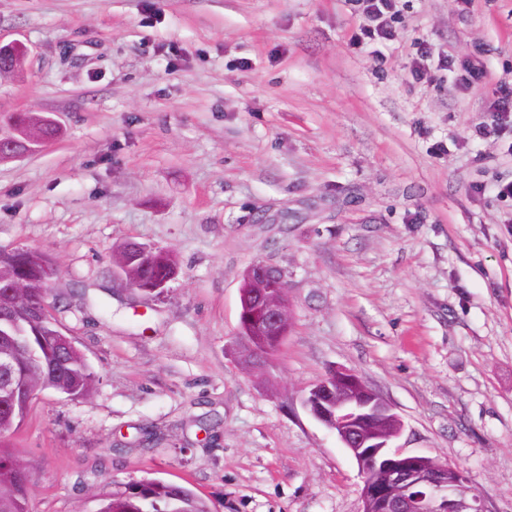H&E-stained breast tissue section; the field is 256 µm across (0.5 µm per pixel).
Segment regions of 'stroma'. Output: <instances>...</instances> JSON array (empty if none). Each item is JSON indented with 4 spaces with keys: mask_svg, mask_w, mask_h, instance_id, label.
Masks as SVG:
<instances>
[{
    "mask_svg": "<svg viewBox=\"0 0 512 512\" xmlns=\"http://www.w3.org/2000/svg\"><path fill=\"white\" fill-rule=\"evenodd\" d=\"M399 8L376 54L351 0H0V39L28 48L0 129L58 123L0 164V248L54 260L52 316L96 377L14 435L31 512L144 477L211 512H359L356 461L302 404L337 368L402 418L396 447L512 512V134L474 135L512 83V0ZM421 41L483 79L413 78ZM129 242L175 256L163 298L113 278ZM257 260L294 317L267 373L229 350ZM14 124L18 127L27 128L36 139L50 140L56 134V130L51 126L42 125L39 117L25 112L15 114Z\"/></svg>",
    "mask_w": 512,
    "mask_h": 512,
    "instance_id": "stroma-1",
    "label": "stroma"
}]
</instances>
